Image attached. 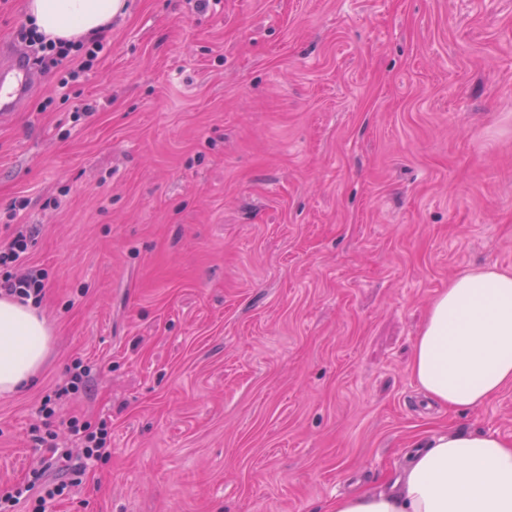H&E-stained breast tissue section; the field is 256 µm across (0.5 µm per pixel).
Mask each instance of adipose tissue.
<instances>
[{
  "label": "adipose tissue",
  "mask_w": 512,
  "mask_h": 512,
  "mask_svg": "<svg viewBox=\"0 0 512 512\" xmlns=\"http://www.w3.org/2000/svg\"><path fill=\"white\" fill-rule=\"evenodd\" d=\"M126 0H27V17L52 39H93L122 15ZM49 342L31 304L0 295V394L36 374ZM408 369L449 410L484 404L512 385V271L472 269L431 301ZM327 512H512V442L468 429L418 436L390 491L362 489Z\"/></svg>",
  "instance_id": "1"
}]
</instances>
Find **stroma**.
I'll list each match as a JSON object with an SVG mask.
<instances>
[{"mask_svg":"<svg viewBox=\"0 0 512 512\" xmlns=\"http://www.w3.org/2000/svg\"><path fill=\"white\" fill-rule=\"evenodd\" d=\"M128 5L0 120V241L36 225L52 332L0 485L60 479L35 438L73 414L112 456L47 512H324L417 434L512 441V387L449 411L408 369L451 279L512 271V0ZM90 369L83 368L81 363L75 364L69 369V376L66 383L55 391L54 399L46 395L38 408V413L45 420H52L56 416V400L69 394H77L83 390L88 382Z\"/></svg>","mask_w":512,"mask_h":512,"instance_id":"35a3bbf8","label":"stroma"}]
</instances>
